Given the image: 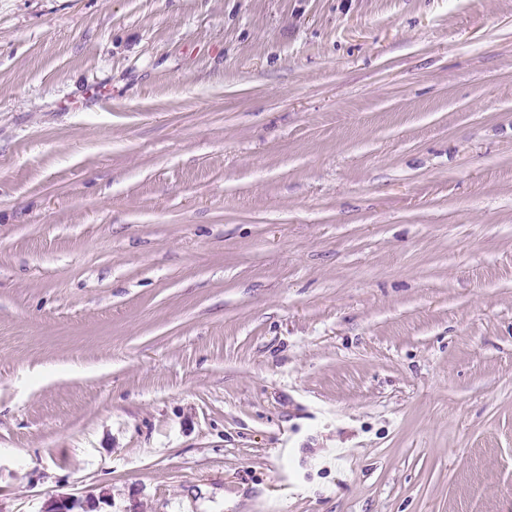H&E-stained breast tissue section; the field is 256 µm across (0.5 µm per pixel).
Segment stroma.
I'll return each mask as SVG.
<instances>
[{"instance_id":"stroma-1","label":"stroma","mask_w":512,"mask_h":512,"mask_svg":"<svg viewBox=\"0 0 512 512\" xmlns=\"http://www.w3.org/2000/svg\"><path fill=\"white\" fill-rule=\"evenodd\" d=\"M512 512V0H0V512ZM99 499L92 494L87 495L83 500L70 496H54L45 504L42 512H90L98 506Z\"/></svg>"}]
</instances>
